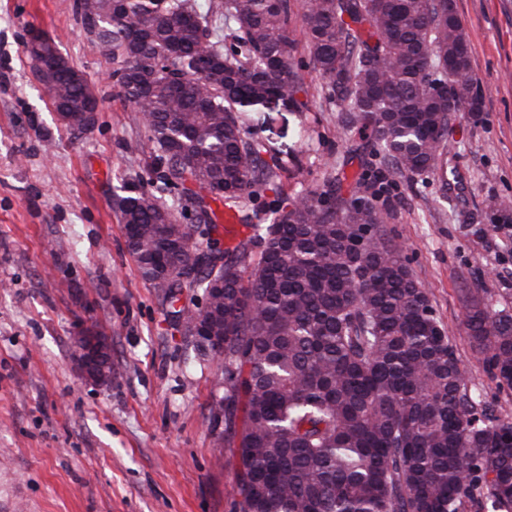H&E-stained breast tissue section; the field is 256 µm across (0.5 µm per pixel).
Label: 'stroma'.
<instances>
[{"instance_id": "35a3bbf8", "label": "stroma", "mask_w": 512, "mask_h": 512, "mask_svg": "<svg viewBox=\"0 0 512 512\" xmlns=\"http://www.w3.org/2000/svg\"><path fill=\"white\" fill-rule=\"evenodd\" d=\"M457 7L484 110L449 125L455 181L394 176L385 230L428 288L472 389L512 420V390L461 329L470 292L512 311V230L480 218L489 199L512 203V0ZM33 28L94 88L91 131L57 122L29 69ZM242 120L286 160L288 194L354 172L343 164L353 141L319 99L306 112L248 108ZM146 136L75 0H0V512H233V458L210 423L224 377L172 324L112 210L115 189L143 174ZM82 322L111 340V386L77 370Z\"/></svg>"}]
</instances>
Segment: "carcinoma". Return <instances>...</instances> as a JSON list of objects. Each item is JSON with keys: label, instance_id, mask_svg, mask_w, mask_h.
<instances>
[{"label": "carcinoma", "instance_id": "1", "mask_svg": "<svg viewBox=\"0 0 512 512\" xmlns=\"http://www.w3.org/2000/svg\"><path fill=\"white\" fill-rule=\"evenodd\" d=\"M77 10L147 130L146 178L112 197L127 249L175 325L191 333L204 317L224 337L211 419L223 417L217 439L236 458L234 512H512V420L469 392L427 289L383 228L389 176L436 172L452 118L484 111L454 0H305L324 104L360 138L348 198L344 174L278 191L284 161L242 128L245 101L286 95L309 110L290 0ZM46 90L58 112L97 103L69 69ZM226 209L254 230L232 249L218 238L233 234ZM484 217L511 223L512 205L492 199ZM195 288L203 307L177 306ZM463 332L511 389L512 314L474 295Z\"/></svg>", "mask_w": 512, "mask_h": 512}]
</instances>
